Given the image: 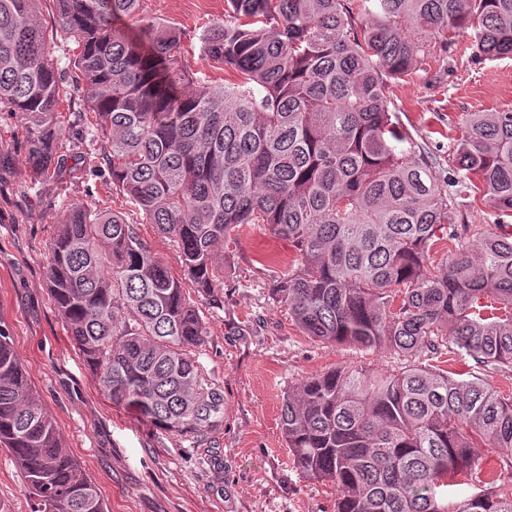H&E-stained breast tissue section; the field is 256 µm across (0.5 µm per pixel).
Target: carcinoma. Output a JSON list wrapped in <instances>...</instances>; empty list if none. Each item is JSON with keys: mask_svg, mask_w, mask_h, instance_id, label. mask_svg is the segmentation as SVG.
I'll list each match as a JSON object with an SVG mask.
<instances>
[{"mask_svg": "<svg viewBox=\"0 0 512 512\" xmlns=\"http://www.w3.org/2000/svg\"><path fill=\"white\" fill-rule=\"evenodd\" d=\"M58 2L81 47L69 90L37 0H0V112L25 115L34 189L64 167L62 104L76 94L108 133L112 184L176 244L197 291L224 283V239L264 224L297 251L273 295L302 333L406 360L396 374L308 377L284 396L294 463L336 486L335 512H512V392L419 361L446 350L512 369V229L463 213L477 189L512 218V109L463 113L445 168L385 94L422 69L431 37L448 49L471 36L478 62L512 58V0H225L201 35L233 76L217 85L191 68L179 28L138 17L140 0ZM124 17L139 36L116 26ZM443 239L454 249L431 269ZM46 283L113 404L181 437L221 424L223 391L195 354L206 323L135 225L68 205ZM479 444L500 473L479 467ZM0 448L31 512H106L1 325Z\"/></svg>", "mask_w": 512, "mask_h": 512, "instance_id": "1", "label": "carcinoma"}]
</instances>
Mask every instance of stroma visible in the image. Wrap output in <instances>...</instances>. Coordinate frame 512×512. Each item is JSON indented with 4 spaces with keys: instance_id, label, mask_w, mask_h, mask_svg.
I'll return each mask as SVG.
<instances>
[{
    "instance_id": "obj_1",
    "label": "stroma",
    "mask_w": 512,
    "mask_h": 512,
    "mask_svg": "<svg viewBox=\"0 0 512 512\" xmlns=\"http://www.w3.org/2000/svg\"><path fill=\"white\" fill-rule=\"evenodd\" d=\"M36 9L52 58L74 80L79 49L58 26L56 0H38ZM139 14L180 28L193 69L223 82L224 71L203 57L199 35L223 16L224 0H140ZM470 56L469 39H456L425 69L388 84L390 107L402 125L443 164L463 113L512 108V60L475 64ZM63 115L66 166L57 181L36 192L29 188L24 116L0 112V325L13 337L64 448L94 480L108 512H334L335 487L304 478L288 451L280 424L283 397L300 380L343 367L396 373L402 358L346 344L328 347L304 336L271 296L281 263L295 251L260 224L246 225L225 242L231 264L215 297L198 293L183 277L176 245L144 223L107 169L86 168L87 154L109 149L94 112L75 97ZM66 202L123 213L181 278L185 296L206 322L196 354L204 378L224 393L220 428L194 439L172 436L103 394L46 286L47 257ZM0 507L30 512L26 486L1 450Z\"/></svg>"
}]
</instances>
